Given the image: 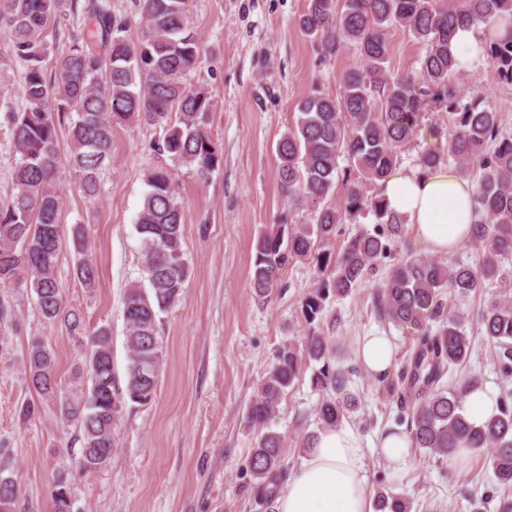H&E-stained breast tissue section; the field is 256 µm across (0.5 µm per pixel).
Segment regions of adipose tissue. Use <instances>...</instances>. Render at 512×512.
<instances>
[{
	"instance_id": "adipose-tissue-1",
	"label": "adipose tissue",
	"mask_w": 512,
	"mask_h": 512,
	"mask_svg": "<svg viewBox=\"0 0 512 512\" xmlns=\"http://www.w3.org/2000/svg\"><path fill=\"white\" fill-rule=\"evenodd\" d=\"M379 193L405 218L413 244L435 252L467 243L478 220L472 185L453 168L394 170ZM365 472L359 433L347 425L324 429L289 473L275 512H371Z\"/></svg>"
}]
</instances>
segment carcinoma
Segmentation results:
<instances>
[{
	"instance_id": "cac0c4a2",
	"label": "carcinoma",
	"mask_w": 512,
	"mask_h": 512,
	"mask_svg": "<svg viewBox=\"0 0 512 512\" xmlns=\"http://www.w3.org/2000/svg\"><path fill=\"white\" fill-rule=\"evenodd\" d=\"M191 0H140L145 21L141 41L126 37V20L114 15L110 0H87L93 27L70 40L54 73L45 65L46 30L67 17L75 0H0V37L23 68L25 106L10 115V149L18 156L12 174L14 193L0 201V287L28 288L41 315L59 318L71 330L80 327L74 314L63 313L55 270L60 250L61 197L54 183L61 167L58 129L69 128L67 165L78 173L89 196L98 192L99 176L112 157V123L145 120L163 125L158 150L204 176L221 163L207 131L213 99L183 78L200 59V44L190 24ZM483 24L490 31L487 56L501 82L512 84V0H456L443 9L436 0H309L298 26L314 38L325 59L353 44L363 66L347 73L340 97L314 93L297 105L295 124L276 144L281 194L295 207L321 206L311 225L280 223L262 232L254 244L252 285L256 293L272 292L281 272L294 259L314 256L326 278L302 301L309 321L322 311L329 295L342 297L358 287L379 266L389 274L376 293L379 318L415 331L416 344L396 376H381L388 392L411 402L409 430L416 448L450 459L459 448L490 450V464L503 493L494 512H512V395L499 399L498 413L476 427L459 411L460 400L477 385L474 377L459 384L448 375L469 358L472 337L464 317L447 308L445 291L468 295L495 277L501 260L512 255V135L500 129L497 109L478 102L461 105L448 90V80L461 66L451 42L457 28ZM408 30L424 53L415 73L390 77L387 33L393 26ZM448 113V147L426 149L419 157L435 169L453 160L461 172L477 166L473 187L479 221L470 246L479 264L443 265L429 257L396 258L405 235L399 215L389 211L376 190L396 168L401 150L422 132L425 98ZM350 165L338 176V158ZM345 186L348 211H372L377 224L346 241L332 255L320 244L341 233V213L323 205L337 181ZM135 229L148 287L127 289L124 317L129 361L125 390L112 381V338L107 326L91 336L87 361L74 367L77 383L90 382L79 401L59 395L56 356L41 340L27 351L26 367L34 391L59 397L61 416L79 426L82 448L79 471L102 469L112 459L117 420L126 401L151 403L156 395L162 350L157 338L159 315L180 298L187 278L184 260V214L175 183L163 167L146 176ZM80 258L77 278L94 287L97 268L85 258V231L74 230ZM482 336L500 349V370L512 378V297L477 312ZM310 360L321 363L312 384L324 392L318 407L321 427L343 423L358 404L355 395H328L345 388L346 374L329 357V343L310 336ZM299 354L286 347L258 388L248 410L251 421L267 423L298 377ZM281 436L260 434L249 454L245 476L264 504L275 502L287 475ZM18 485L7 466L0 467V512H14ZM377 512H410L409 502L377 490ZM52 512H71L68 478L60 476L51 494Z\"/></svg>"
}]
</instances>
